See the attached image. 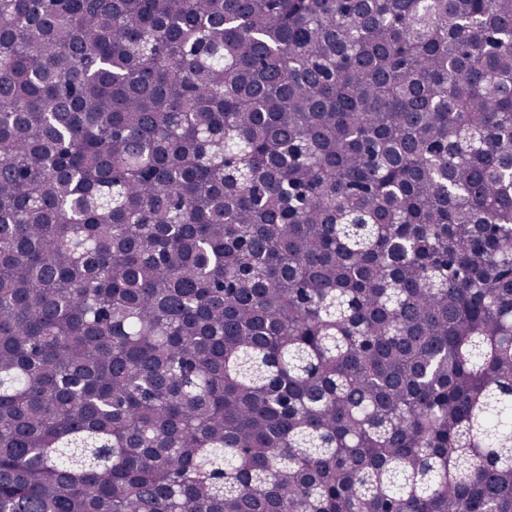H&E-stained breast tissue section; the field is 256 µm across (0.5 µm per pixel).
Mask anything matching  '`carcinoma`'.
Here are the masks:
<instances>
[{
  "instance_id": "carcinoma-1",
  "label": "carcinoma",
  "mask_w": 512,
  "mask_h": 512,
  "mask_svg": "<svg viewBox=\"0 0 512 512\" xmlns=\"http://www.w3.org/2000/svg\"><path fill=\"white\" fill-rule=\"evenodd\" d=\"M0 512H512V0H0Z\"/></svg>"
}]
</instances>
